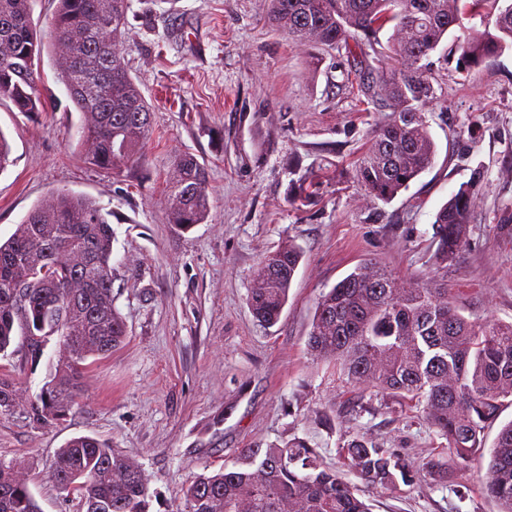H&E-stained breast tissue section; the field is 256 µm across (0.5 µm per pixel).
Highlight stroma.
<instances>
[{
  "mask_svg": "<svg viewBox=\"0 0 512 512\" xmlns=\"http://www.w3.org/2000/svg\"><path fill=\"white\" fill-rule=\"evenodd\" d=\"M270 0H131L118 43L152 105L150 133L120 174L89 163L82 115L45 57L34 80L46 102L27 115L0 103L12 163L0 172V240L53 193L84 194L111 210L112 296L127 338L84 371L64 420L34 427L0 417V459L28 471L42 512H75L49 477L58 448L88 435L144 469L152 512H185L183 489L244 448L309 438L324 465L360 484L373 512H498L480 477L421 475L380 490L361 484L339 450L364 435L421 461L444 451L415 409L352 388L312 362L307 336L318 298L369 260L412 280L432 275L436 211L470 180L460 258L448 285L465 316L512 321V49L463 73L452 40L424 64L437 97L424 112L436 144L432 168L391 202L369 196L354 170L388 116L356 85L355 59L376 64L391 28L359 54L298 40L269 20ZM192 153L209 170L205 223L166 222L174 160ZM294 241L304 256L273 327L247 303L259 263ZM57 343L39 365L23 350L0 357L20 402L40 393ZM334 417L333 431L318 420Z\"/></svg>",
  "mask_w": 512,
  "mask_h": 512,
  "instance_id": "35a3bbf8",
  "label": "stroma"
}]
</instances>
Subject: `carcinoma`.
Here are the masks:
<instances>
[{
    "label": "carcinoma",
    "instance_id": "cac0c4a2",
    "mask_svg": "<svg viewBox=\"0 0 512 512\" xmlns=\"http://www.w3.org/2000/svg\"><path fill=\"white\" fill-rule=\"evenodd\" d=\"M32 0H0V101L19 112L43 108L34 82L44 44L31 22ZM270 20L288 34L337 48L349 39H376L388 24L394 38L365 87L390 111L378 127L355 178L373 198L388 202L433 164L436 145L423 106L436 98L422 60L448 33L463 28L460 0H270ZM481 32L456 39L469 68L512 49V0ZM130 0H58L51 45L58 79L85 118L87 158L117 173L139 152L151 128L150 108L117 49ZM480 173L435 214L434 261L446 269L459 258ZM168 223L189 230L210 211L209 173L190 153L178 156L169 179ZM112 212L70 191L33 207L0 243V354L15 336L37 363L53 338L60 356L25 411L34 426L58 423L77 404L83 363L104 358L127 338L112 305ZM302 258L290 241L265 257L252 277L248 304L262 325H275L288 303ZM311 359L339 370L353 387L410 402L448 441V455L419 464L357 436L341 447L358 475L376 489L410 483L422 474L468 471L485 448L484 432L512 398V322L475 321L435 277L401 283L378 263L360 264L319 298L307 338ZM15 384L0 375V416L14 413ZM52 477L76 496L78 512H150L147 476L109 443L78 436L57 452ZM485 490L499 512H512V421L490 451ZM187 512H372L355 485L323 465L320 454L295 437L265 448H245L215 472L183 490ZM0 512H40L28 475L0 461Z\"/></svg>",
    "mask_w": 512,
    "mask_h": 512
}]
</instances>
